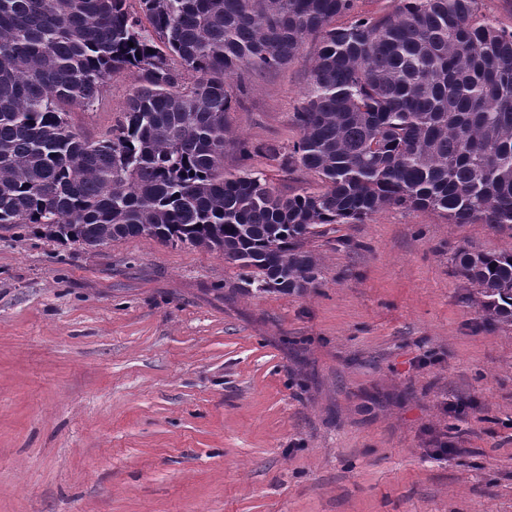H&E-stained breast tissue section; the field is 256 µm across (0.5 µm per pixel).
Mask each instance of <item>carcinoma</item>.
<instances>
[{"label": "carcinoma", "instance_id": "carcinoma-1", "mask_svg": "<svg viewBox=\"0 0 512 512\" xmlns=\"http://www.w3.org/2000/svg\"><path fill=\"white\" fill-rule=\"evenodd\" d=\"M479 0H399L331 28L351 0H0V224L90 249L128 237L216 251L260 291L317 279L306 240L389 206L512 230V31ZM320 39L291 151L318 174L283 195L224 171L231 77L299 59ZM134 87L94 140L68 121L115 74ZM482 309L512 322V250L456 253Z\"/></svg>", "mask_w": 512, "mask_h": 512}]
</instances>
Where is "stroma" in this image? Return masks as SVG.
<instances>
[{
  "mask_svg": "<svg viewBox=\"0 0 512 512\" xmlns=\"http://www.w3.org/2000/svg\"><path fill=\"white\" fill-rule=\"evenodd\" d=\"M319 48L232 78L234 139L292 148ZM133 85L70 122L103 136ZM224 168L324 187L233 148ZM462 248L512 230L387 207L309 239L317 279L284 294L201 247L0 226V512H512V323ZM443 432L461 452L432 459Z\"/></svg>",
  "mask_w": 512,
  "mask_h": 512,
  "instance_id": "35a3bbf8",
  "label": "stroma"
}]
</instances>
